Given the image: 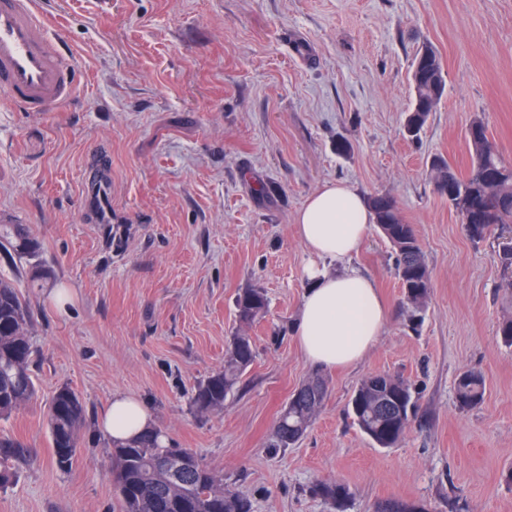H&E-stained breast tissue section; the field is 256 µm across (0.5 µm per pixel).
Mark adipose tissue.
I'll return each instance as SVG.
<instances>
[{
    "instance_id": "ef3b65f1",
    "label": "adipose tissue",
    "mask_w": 512,
    "mask_h": 512,
    "mask_svg": "<svg viewBox=\"0 0 512 512\" xmlns=\"http://www.w3.org/2000/svg\"><path fill=\"white\" fill-rule=\"evenodd\" d=\"M363 197L344 182H328L299 210L295 232L311 261L305 269L307 287L292 324L293 337L306 360L324 367L359 363L381 336L389 308L374 283L348 265L369 229ZM342 263L331 274L323 261ZM153 417L139 398L113 394L101 426L124 443L151 426Z\"/></svg>"
}]
</instances>
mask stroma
Returning a JSON list of instances; mask_svg holds the SVG:
<instances>
[{
    "instance_id": "35a3bbf8",
    "label": "stroma",
    "mask_w": 512,
    "mask_h": 512,
    "mask_svg": "<svg viewBox=\"0 0 512 512\" xmlns=\"http://www.w3.org/2000/svg\"><path fill=\"white\" fill-rule=\"evenodd\" d=\"M78 73L68 103L0 106V212L22 217L37 263L73 294L69 314L27 288L36 396L0 437L21 441L0 512H118L112 445L98 419L114 393L147 402L154 426L251 500L254 512H333L310 488L336 481L346 512L391 502L424 512H512V278L497 237L473 243L430 178L434 158L471 165L482 116L512 157V0H39ZM446 93L418 138L403 123L422 44ZM105 163L112 221L92 223L85 174ZM394 198L415 226L432 288L419 320L402 306L396 255L377 227L350 261L390 307L361 363L323 369L328 395L298 443L272 449L293 391L315 368L290 332L310 256L294 224L324 183ZM263 289L248 330L256 358L218 414L191 404L224 366L235 298ZM486 377L459 410L458 376ZM403 376L418 405L402 441L379 448L347 415L358 384ZM62 386L86 406L69 470L55 464L46 410Z\"/></svg>"
}]
</instances>
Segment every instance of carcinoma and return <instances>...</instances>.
Returning <instances> with one entry per match:
<instances>
[{"label": "carcinoma", "instance_id": "obj_1", "mask_svg": "<svg viewBox=\"0 0 512 512\" xmlns=\"http://www.w3.org/2000/svg\"><path fill=\"white\" fill-rule=\"evenodd\" d=\"M444 69L436 50L424 44L415 56L411 82L412 108L405 130L416 137L443 98ZM465 139L472 156L466 174L457 173L445 159L431 163V179L451 183L455 195L448 203L455 209L461 226L474 242H480L493 227L512 224V160L500 152L480 117L465 128ZM374 223L397 256L396 275L403 288L404 302L412 312L425 308L432 288L429 265L413 225L396 214L395 200L387 195L367 199ZM0 250L9 259L28 262L27 287L42 288L51 272L30 263L39 251V242L21 224H0ZM236 317L249 326L265 316L268 299L263 289L247 288L235 299ZM31 317L19 284L0 276V420L9 418L36 394L31 373L34 348L30 337ZM255 359L252 338L245 333L230 337L224 355V368L213 372L197 386L191 398L202 413H216ZM486 392V378L480 371L462 373L456 381V402L463 409L479 405ZM327 394L325 379L315 374L291 394L276 421L269 444L288 448L307 431ZM416 404L409 383L400 375L379 373L363 379L354 390L348 415L380 448H393L403 439L415 414ZM86 407L73 389H57L47 409V428L53 459L61 469L72 466L85 423ZM190 458L187 448H174L158 430L138 440L113 447L117 466L114 483L121 512H252L251 501L224 486V477L201 460L178 471L166 467L174 455ZM25 446L13 439H0V489L14 482L15 463L25 457ZM312 492L328 502L336 512H344L349 488L338 482L319 481Z\"/></svg>", "mask_w": 512, "mask_h": 512}]
</instances>
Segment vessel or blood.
<instances>
[{
	"mask_svg": "<svg viewBox=\"0 0 512 512\" xmlns=\"http://www.w3.org/2000/svg\"><path fill=\"white\" fill-rule=\"evenodd\" d=\"M75 65L37 0H0V104L43 112L70 101Z\"/></svg>",
	"mask_w": 512,
	"mask_h": 512,
	"instance_id": "vessel-or-blood-1",
	"label": "vessel or blood"
}]
</instances>
